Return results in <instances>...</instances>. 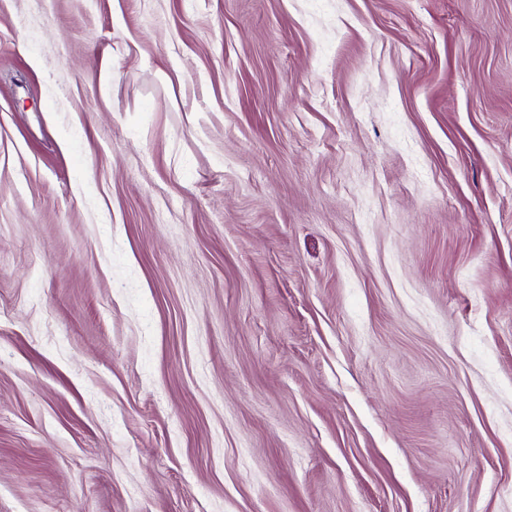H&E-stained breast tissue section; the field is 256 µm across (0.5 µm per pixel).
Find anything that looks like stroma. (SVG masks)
I'll return each mask as SVG.
<instances>
[{
    "mask_svg": "<svg viewBox=\"0 0 512 512\" xmlns=\"http://www.w3.org/2000/svg\"><path fill=\"white\" fill-rule=\"evenodd\" d=\"M0 512H512V0H0Z\"/></svg>",
    "mask_w": 512,
    "mask_h": 512,
    "instance_id": "stroma-1",
    "label": "stroma"
}]
</instances>
